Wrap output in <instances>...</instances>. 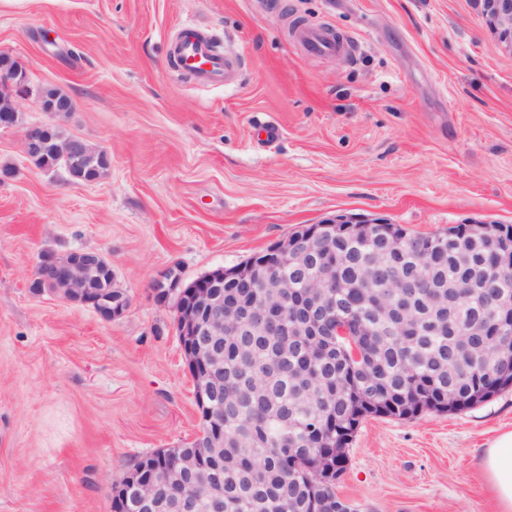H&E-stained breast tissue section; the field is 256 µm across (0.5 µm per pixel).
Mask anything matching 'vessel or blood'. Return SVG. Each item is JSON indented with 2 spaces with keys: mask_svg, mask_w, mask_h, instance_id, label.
Returning <instances> with one entry per match:
<instances>
[{
  "mask_svg": "<svg viewBox=\"0 0 512 512\" xmlns=\"http://www.w3.org/2000/svg\"><path fill=\"white\" fill-rule=\"evenodd\" d=\"M299 38L306 50L317 56L338 54L348 48L346 38L323 28L301 29ZM170 53L175 57L179 70L193 74L206 84L224 82L233 69L232 61L211 39L194 35L190 30L172 42Z\"/></svg>",
  "mask_w": 512,
  "mask_h": 512,
  "instance_id": "obj_1",
  "label": "vessel or blood"
}]
</instances>
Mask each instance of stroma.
<instances>
[{
  "instance_id": "obj_1",
  "label": "stroma",
  "mask_w": 512,
  "mask_h": 512,
  "mask_svg": "<svg viewBox=\"0 0 512 512\" xmlns=\"http://www.w3.org/2000/svg\"><path fill=\"white\" fill-rule=\"evenodd\" d=\"M187 25L232 82L171 64ZM302 26L351 47L309 56ZM0 54L31 89L0 129V512H112L115 476L192 440L175 313L151 289L167 268L190 282L338 215L420 235L512 224V47L476 0H0ZM45 88L75 102L64 133L109 154L100 180L26 159ZM78 250L111 262L122 316L33 290L40 255ZM508 430L512 388L366 418L336 491L361 512H496L479 458Z\"/></svg>"
}]
</instances>
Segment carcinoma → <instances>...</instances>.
<instances>
[{
	"label": "carcinoma",
	"mask_w": 512,
	"mask_h": 512,
	"mask_svg": "<svg viewBox=\"0 0 512 512\" xmlns=\"http://www.w3.org/2000/svg\"><path fill=\"white\" fill-rule=\"evenodd\" d=\"M64 140L53 126L42 163L59 164L55 144ZM109 166L104 157L76 164L83 182L99 180ZM384 232H336V320L349 331L340 339L313 328L323 306L301 288L263 309L270 290L224 282V304L248 315L240 331H224V447L207 449L223 485L194 489L195 512H212L220 497L224 512H333L343 504L336 479H319L314 462L351 442L363 418L457 413L512 386L506 379L495 388L466 370L457 361L461 337L448 328L450 320L466 326L491 305L488 295L468 302L451 288L461 273L453 253L485 244L459 235L444 242L435 288L442 302L433 307L424 290L405 282L415 252L375 255ZM494 232L498 253L512 257V225ZM112 508L141 512L132 488Z\"/></svg>",
	"instance_id": "obj_1"
}]
</instances>
